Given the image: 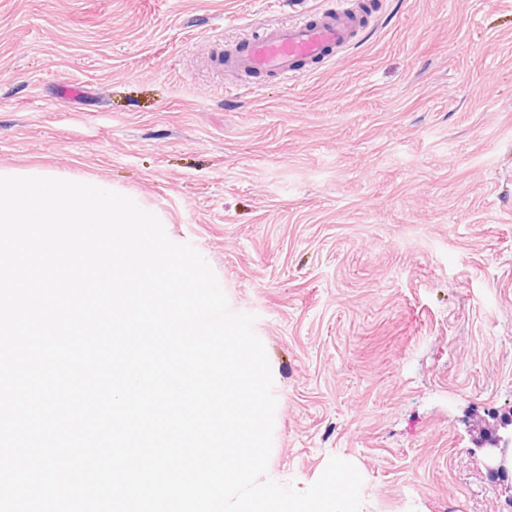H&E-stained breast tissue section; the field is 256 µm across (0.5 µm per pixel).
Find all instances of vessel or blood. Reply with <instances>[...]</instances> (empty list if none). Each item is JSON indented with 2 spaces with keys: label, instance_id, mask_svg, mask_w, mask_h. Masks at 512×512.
<instances>
[{
  "label": "vessel or blood",
  "instance_id": "b4317fda",
  "mask_svg": "<svg viewBox=\"0 0 512 512\" xmlns=\"http://www.w3.org/2000/svg\"><path fill=\"white\" fill-rule=\"evenodd\" d=\"M363 0H336L334 9L288 25L264 27L224 55L225 70L302 77L315 63L349 46L363 28Z\"/></svg>",
  "mask_w": 512,
  "mask_h": 512
}]
</instances>
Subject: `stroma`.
I'll return each instance as SVG.
<instances>
[{
    "label": "stroma",
    "instance_id": "obj_1",
    "mask_svg": "<svg viewBox=\"0 0 512 512\" xmlns=\"http://www.w3.org/2000/svg\"><path fill=\"white\" fill-rule=\"evenodd\" d=\"M334 0H0V167L154 209L251 313L268 476L330 457L361 512H501L478 443L512 409V8L382 0L296 81L224 50Z\"/></svg>",
    "mask_w": 512,
    "mask_h": 512
}]
</instances>
